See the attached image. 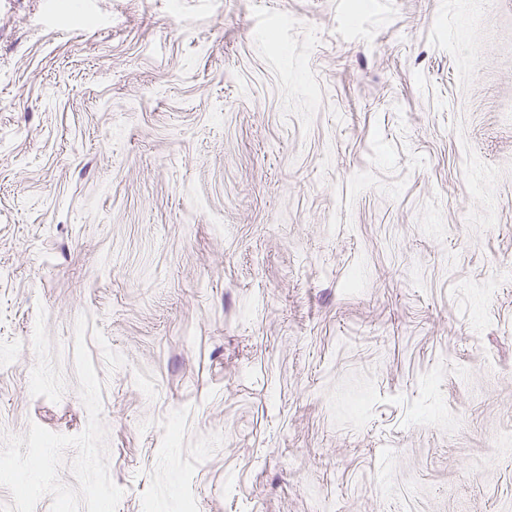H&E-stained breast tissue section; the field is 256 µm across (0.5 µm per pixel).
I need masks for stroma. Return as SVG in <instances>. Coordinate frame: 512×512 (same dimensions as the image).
Instances as JSON below:
<instances>
[{"label": "stroma", "instance_id": "1", "mask_svg": "<svg viewBox=\"0 0 512 512\" xmlns=\"http://www.w3.org/2000/svg\"><path fill=\"white\" fill-rule=\"evenodd\" d=\"M0 0V430L117 512H512V0Z\"/></svg>", "mask_w": 512, "mask_h": 512}]
</instances>
